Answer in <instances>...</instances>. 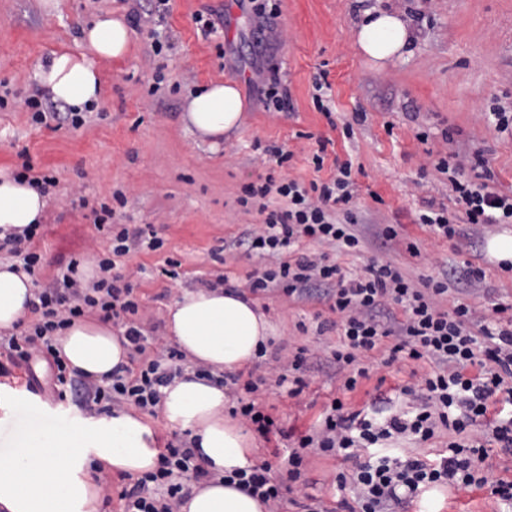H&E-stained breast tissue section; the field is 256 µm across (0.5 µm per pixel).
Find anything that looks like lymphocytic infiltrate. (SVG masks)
I'll return each mask as SVG.
<instances>
[{
	"instance_id": "obj_1",
	"label": "lymphocytic infiltrate",
	"mask_w": 512,
	"mask_h": 512,
	"mask_svg": "<svg viewBox=\"0 0 512 512\" xmlns=\"http://www.w3.org/2000/svg\"><path fill=\"white\" fill-rule=\"evenodd\" d=\"M473 160L471 174L455 152L437 165L447 174L448 188L462 211L428 205L417 222L436 237L464 239L467 224H512V193L491 186L492 175L481 153H474ZM353 185L352 164L347 161L338 165L333 177L307 186L271 174L263 182L244 186L241 204L257 203L265 219L246 231L239 244L246 253L267 261L266 267L249 274L246 286L253 293L279 289L299 298L325 289L331 311L340 316L343 346L333 351L332 359L344 374L346 391H354L359 379L368 375L360 356L377 349L385 338L394 340L390 361L427 358L434 368L418 387H402L412 405L383 419L348 410L341 399H332L318 428L301 435L296 447L289 449L287 479L274 476L266 463L235 470L233 478L250 495L275 504L282 502L287 483L301 478L304 449L316 448L346 460L363 451V463L351 474L337 476L340 484H351L361 512H399L408 497L434 485L466 492L487 488L512 507V481L493 478L483 467L484 435L512 451V416L501 417L496 397L502 390L512 402V388L504 385L505 379H512V315L500 317L492 329L465 302L449 311L440 307V298L460 282L483 278L478 267H468L459 278L448 274L416 282L392 261L373 257L362 273L342 274L330 261L328 249L356 255L366 249L353 210ZM275 198L286 202V210L271 208ZM112 216L111 206L104 204L94 219L95 230L108 239L96 257L97 279L82 284L75 277L79 262L71 260L49 286L35 289V321L19 332L0 334V377L10 375L12 368L46 361L58 399L72 400L87 417L124 408L154 413L162 387L183 373V354L138 322L143 299L118 271L123 259L159 250L164 242L150 227L115 224ZM39 230L31 224L23 233L0 239V253L18 258L33 277L42 267V255L33 245ZM303 238L321 245V252L297 250ZM92 315L121 329L130 344V359L139 363L137 369L121 366L100 381L69 369L59 350L62 333L75 320ZM443 431L455 438L440 461L403 456L401 442L424 443ZM207 476L188 442L181 440L167 444L155 471L129 478L117 491L118 498L123 512H180L190 481Z\"/></svg>"
}]
</instances>
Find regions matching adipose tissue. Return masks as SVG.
Here are the masks:
<instances>
[{"label":"adipose tissue","instance_id":"obj_1","mask_svg":"<svg viewBox=\"0 0 512 512\" xmlns=\"http://www.w3.org/2000/svg\"><path fill=\"white\" fill-rule=\"evenodd\" d=\"M415 33L401 13L367 10L360 16L356 43L377 66L411 50ZM130 30L121 17L104 16L82 28L76 51L53 53L38 65L40 83L54 100L84 111L99 100L102 83L95 57L118 59L130 45ZM244 102L233 81L201 86L186 101L183 118L200 139L218 142L241 126ZM45 194L28 179L0 169V228L23 231L41 223ZM34 284L22 267L0 261V330L28 313ZM167 330L177 348L213 372L234 371L257 357L272 325L257 303L224 287L184 291L168 308ZM73 368L102 377L126 363L124 339L111 325L75 322L60 341ZM223 386L184 372L161 389L164 420L186 431L198 462L214 475L192 489L182 512H266L258 498L226 484L225 476L254 464L253 434L225 415ZM0 407L9 418L0 422V512H100L102 496L91 462L104 470L141 474L154 470L159 451L154 431L142 415L119 412L99 420L54 419L16 390L0 386Z\"/></svg>","mask_w":512,"mask_h":512}]
</instances>
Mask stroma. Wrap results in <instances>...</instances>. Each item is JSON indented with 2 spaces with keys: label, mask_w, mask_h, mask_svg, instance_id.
I'll use <instances>...</instances> for the list:
<instances>
[{
  "label": "stroma",
  "mask_w": 512,
  "mask_h": 512,
  "mask_svg": "<svg viewBox=\"0 0 512 512\" xmlns=\"http://www.w3.org/2000/svg\"><path fill=\"white\" fill-rule=\"evenodd\" d=\"M274 29L260 35L252 17L234 0H0V167L19 171L31 162L33 175L50 174L42 236L45 258L39 276L49 283L70 259L99 249L94 212L125 197L116 211L119 224L151 225L163 239L160 250L140 253L124 268L128 281L144 295V326L164 325L168 307L185 290L227 278L243 287L262 267L258 256L236 246V239L256 213L246 212L238 198L244 185L258 181L274 161L262 150L278 146L291 158L282 170L307 182L328 178L336 163L351 161L356 183L360 229L372 236L382 225H397L401 243L370 247L367 255L336 256L345 275L361 273L368 256L394 260L407 276H436L465 264L483 269L467 301L477 316L495 320L496 305L512 306V270L502 268L495 245L512 240V224L467 225L468 246L437 240L415 217L426 201L451 205L448 179L437 162L449 152L470 159L483 152L494 185L512 190V134L499 132L485 115L497 107L512 108V0H276ZM392 8L415 31L410 55L376 67L360 53L354 24L363 10ZM215 9L224 14L222 30L207 34L195 16ZM139 12L147 21L132 29L128 54L96 59L102 95L89 108L85 123L36 125L25 98L50 104L36 78L37 63L52 52L73 50L80 29L94 16ZM163 51L154 54L152 44ZM327 72L331 85L314 96V79ZM277 74L279 90L288 96L280 112L267 110L257 87ZM235 81L245 104L238 131L218 146L200 140L183 122V101L196 86ZM351 136H344L345 127ZM427 140H420V133ZM453 142H446L445 133ZM328 140L322 171L312 156ZM417 243L411 257L406 243ZM179 264L177 280L160 272L166 260ZM274 333L270 353L294 355L307 348L324 365L306 373L296 397L287 388L260 386L254 398L284 429L300 433L318 424L324 406L341 397L347 408L371 410L375 398H398L401 387L417 386L429 372L428 360L388 362L392 339L365 357L368 370L351 393L341 389V375L328 359L340 343L338 316L324 299H300L276 291L257 295ZM329 330H320L321 322ZM345 462L310 448L301 480L305 493L327 512H345L342 502L353 493L340 489L336 476L351 471ZM438 512H499L489 492L464 493L450 487L418 493L404 512H423L427 501Z\"/></svg>",
  "instance_id": "obj_1"
}]
</instances>
